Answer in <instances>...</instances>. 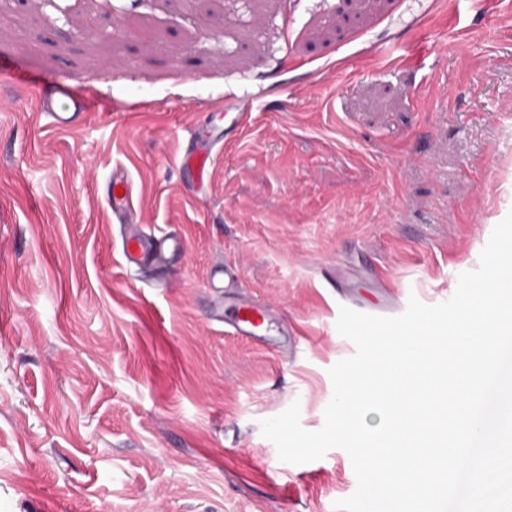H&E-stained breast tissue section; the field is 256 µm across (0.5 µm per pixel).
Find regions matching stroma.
<instances>
[{
  "label": "stroma",
  "instance_id": "stroma-1",
  "mask_svg": "<svg viewBox=\"0 0 512 512\" xmlns=\"http://www.w3.org/2000/svg\"><path fill=\"white\" fill-rule=\"evenodd\" d=\"M61 86L96 102L64 129ZM511 211L512 0H0V512H335L348 454L282 462L261 421L320 429L340 306L449 300ZM133 231L186 249L126 268ZM221 263L293 350L212 321ZM225 128L222 132L194 136L188 147L180 155V169L193 178V187L197 193L202 192L208 182L209 168L213 154L220 143L225 142ZM109 200L114 212L127 216L133 213V202L130 181L124 174H114L112 182L109 184ZM118 190L122 195H118Z\"/></svg>",
  "mask_w": 512,
  "mask_h": 512
}]
</instances>
